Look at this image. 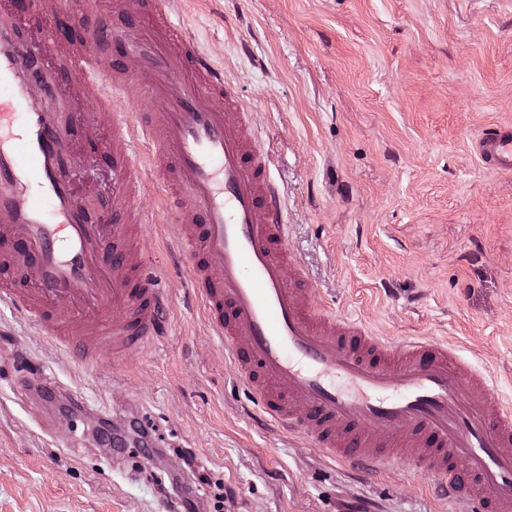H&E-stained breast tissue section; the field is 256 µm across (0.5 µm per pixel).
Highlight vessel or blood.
<instances>
[{
  "instance_id": "vessel-or-blood-1",
  "label": "vessel or blood",
  "mask_w": 512,
  "mask_h": 512,
  "mask_svg": "<svg viewBox=\"0 0 512 512\" xmlns=\"http://www.w3.org/2000/svg\"><path fill=\"white\" fill-rule=\"evenodd\" d=\"M173 0H113L112 32L88 22L94 0H0V302L94 365L163 333L167 290L138 242L113 221L83 166L97 130L111 134L114 205L133 211L143 164L174 191L170 235L198 259L193 286L240 384L277 427L362 474L393 455L432 471L472 512H512V408L444 344L393 347L360 322L316 311L289 280L284 192L237 87L180 22ZM150 103L126 112L129 92ZM94 102V118L82 107ZM473 150L512 174V122ZM152 437L143 415L100 434Z\"/></svg>"
}]
</instances>
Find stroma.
<instances>
[{
    "mask_svg": "<svg viewBox=\"0 0 512 512\" xmlns=\"http://www.w3.org/2000/svg\"><path fill=\"white\" fill-rule=\"evenodd\" d=\"M179 19L239 88L285 192L288 278L391 345L448 343L512 404V175L473 151L512 122V0H182ZM142 183L161 336L84 367L0 303V512H168L155 486L183 477L200 512L222 493L236 512H470L408 460L364 477L263 420L169 238L163 183ZM58 385L86 409L42 417ZM92 410L106 426L147 413L161 460L114 462L85 437Z\"/></svg>",
    "mask_w": 512,
    "mask_h": 512,
    "instance_id": "35a3bbf8",
    "label": "stroma"
}]
</instances>
